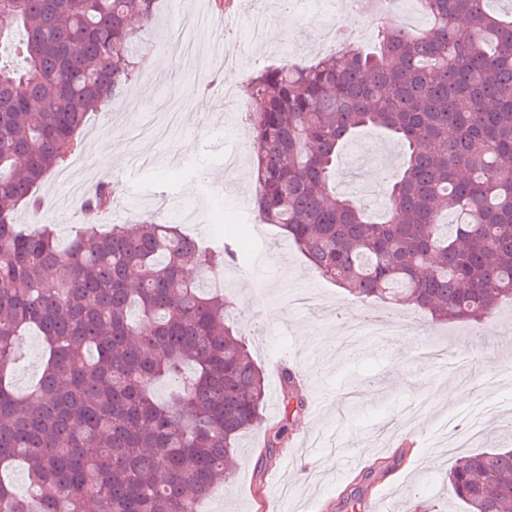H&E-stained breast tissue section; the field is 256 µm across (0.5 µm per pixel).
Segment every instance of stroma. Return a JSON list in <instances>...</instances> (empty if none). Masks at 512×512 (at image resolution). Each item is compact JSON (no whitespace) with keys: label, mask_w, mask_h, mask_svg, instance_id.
<instances>
[{"label":"stroma","mask_w":512,"mask_h":512,"mask_svg":"<svg viewBox=\"0 0 512 512\" xmlns=\"http://www.w3.org/2000/svg\"><path fill=\"white\" fill-rule=\"evenodd\" d=\"M216 11L215 0H160L155 23L140 31L139 56H167L169 69L139 67L121 99L90 113L73 168L53 171L37 188L47 203L45 219L65 242L74 226L89 221L108 227L160 217L200 236L218 213L239 218L244 244L214 285L265 373L264 420L239 437L236 471L200 503V512H366L376 495L382 512H466L448 495L444 476L462 456L512 445V383L496 377L512 366V349L501 345L512 305L502 304L479 325H436L411 306L360 302L317 277L275 227L253 233L252 164L243 161L235 179L226 176L238 124L206 84L229 82L241 99L246 75L296 57L316 63L323 38L337 27L368 42L374 34L348 0L315 9L234 0L233 21L221 28L209 21ZM284 18L292 25L285 33L279 30ZM103 139L119 148L104 169L93 158ZM400 156L396 142L365 128L345 146L337 170H353L361 184L365 170L391 172ZM76 180L93 188L113 182L117 204L94 215L80 211L71 192ZM340 308L356 315L379 311L394 329L365 334L354 354H340ZM43 350L35 333L19 337L18 394L29 393ZM283 366L304 381L302 410L284 407ZM450 385L461 393L452 406L441 400ZM489 386L496 397L485 395ZM280 426L282 443L268 447L270 429Z\"/></svg>","instance_id":"stroma-1"}]
</instances>
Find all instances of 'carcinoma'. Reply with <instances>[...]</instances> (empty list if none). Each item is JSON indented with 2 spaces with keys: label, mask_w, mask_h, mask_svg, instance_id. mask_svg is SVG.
<instances>
[{
  "label": "carcinoma",
  "mask_w": 512,
  "mask_h": 512,
  "mask_svg": "<svg viewBox=\"0 0 512 512\" xmlns=\"http://www.w3.org/2000/svg\"><path fill=\"white\" fill-rule=\"evenodd\" d=\"M422 2L425 33L398 21L372 48L246 79L256 212L360 301L482 323L512 302V9ZM156 8L0 0V512H196L262 420L264 374L203 281L231 250L154 219L83 224L62 249L52 225L16 222L24 205L41 213L37 185L81 153L87 115L133 79L137 27ZM365 127L403 149L379 221L333 186ZM112 192L100 182L81 208H109ZM29 329L45 362L19 398L11 370ZM280 381L285 408H302L294 373ZM16 461L26 496L1 475ZM448 492L467 512H512V448L460 459Z\"/></svg>",
  "instance_id": "obj_1"
}]
</instances>
